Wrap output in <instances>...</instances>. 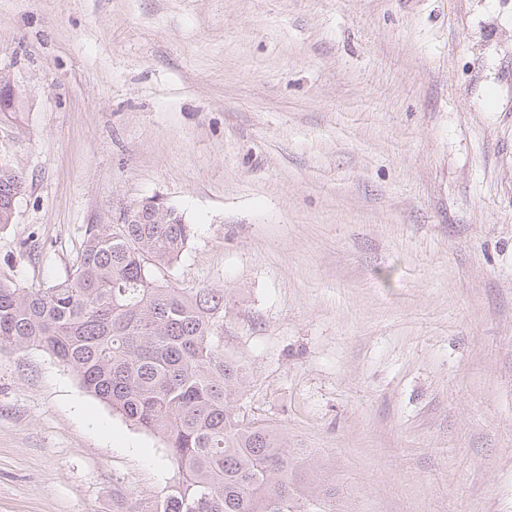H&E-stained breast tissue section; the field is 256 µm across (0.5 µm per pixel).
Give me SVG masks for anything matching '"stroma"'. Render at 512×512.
Returning a JSON list of instances; mask_svg holds the SVG:
<instances>
[{
    "instance_id": "1",
    "label": "stroma",
    "mask_w": 512,
    "mask_h": 512,
    "mask_svg": "<svg viewBox=\"0 0 512 512\" xmlns=\"http://www.w3.org/2000/svg\"><path fill=\"white\" fill-rule=\"evenodd\" d=\"M0 281L158 197L159 281L224 291L241 416L342 512H512V0H0ZM157 435L0 349V512H156ZM24 182L25 177L21 172L0 164V226L10 224L11 219L13 223L16 216L17 202L25 193L26 187L22 191ZM16 196L17 198L14 201Z\"/></svg>"
}]
</instances>
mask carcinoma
<instances>
[{
  "instance_id": "1",
  "label": "carcinoma",
  "mask_w": 512,
  "mask_h": 512,
  "mask_svg": "<svg viewBox=\"0 0 512 512\" xmlns=\"http://www.w3.org/2000/svg\"><path fill=\"white\" fill-rule=\"evenodd\" d=\"M25 177L0 164V226ZM193 228L89 224L74 270L45 288L0 282V347H38L132 425L158 434L177 467L158 512H335L336 476L235 402L245 368L223 353L224 291L160 284Z\"/></svg>"
}]
</instances>
